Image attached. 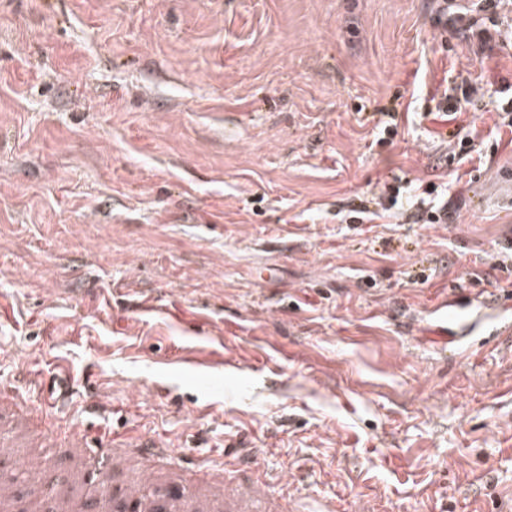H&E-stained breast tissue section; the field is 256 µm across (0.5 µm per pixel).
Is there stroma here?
Masks as SVG:
<instances>
[{"instance_id": "stroma-1", "label": "stroma", "mask_w": 512, "mask_h": 512, "mask_svg": "<svg viewBox=\"0 0 512 512\" xmlns=\"http://www.w3.org/2000/svg\"><path fill=\"white\" fill-rule=\"evenodd\" d=\"M438 9L0 0V394L92 448L252 454L288 512L511 505L512 335L481 303L512 306V131L486 140L512 12L481 48ZM462 75L489 95L457 164L426 112ZM423 197L446 222L401 218ZM452 292L476 329L445 343ZM448 306L456 307V308H469V305H465L457 300V296H454V298L450 299L448 301V297L445 298L443 304L435 309V311H440L436 317L435 321L441 324V327L443 329L442 332H439V336H442L444 338L448 337V324L464 328L466 330H470L472 326L475 324L473 323V320L471 321H457L456 319L451 320L448 322Z\"/></svg>"}]
</instances>
